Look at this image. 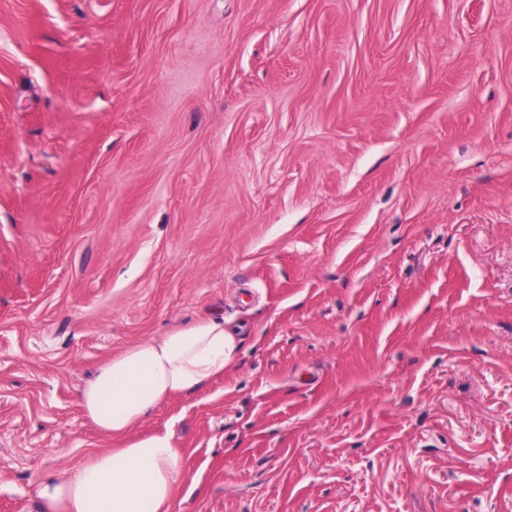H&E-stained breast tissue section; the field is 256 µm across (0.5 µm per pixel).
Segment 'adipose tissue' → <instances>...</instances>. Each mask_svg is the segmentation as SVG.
I'll return each mask as SVG.
<instances>
[{
    "label": "adipose tissue",
    "mask_w": 512,
    "mask_h": 512,
    "mask_svg": "<svg viewBox=\"0 0 512 512\" xmlns=\"http://www.w3.org/2000/svg\"><path fill=\"white\" fill-rule=\"evenodd\" d=\"M231 348L223 322L209 319L142 340L106 362L82 388L81 405L112 445L45 480L40 512H176L179 448L169 435L133 431L164 401L223 375Z\"/></svg>",
    "instance_id": "obj_1"
}]
</instances>
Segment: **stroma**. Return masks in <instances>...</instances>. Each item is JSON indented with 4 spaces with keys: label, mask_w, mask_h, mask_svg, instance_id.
<instances>
[{
    "label": "stroma",
    "mask_w": 512,
    "mask_h": 512,
    "mask_svg": "<svg viewBox=\"0 0 512 512\" xmlns=\"http://www.w3.org/2000/svg\"><path fill=\"white\" fill-rule=\"evenodd\" d=\"M208 318L177 512H512V0H0V512Z\"/></svg>",
    "instance_id": "35a3bbf8"
}]
</instances>
